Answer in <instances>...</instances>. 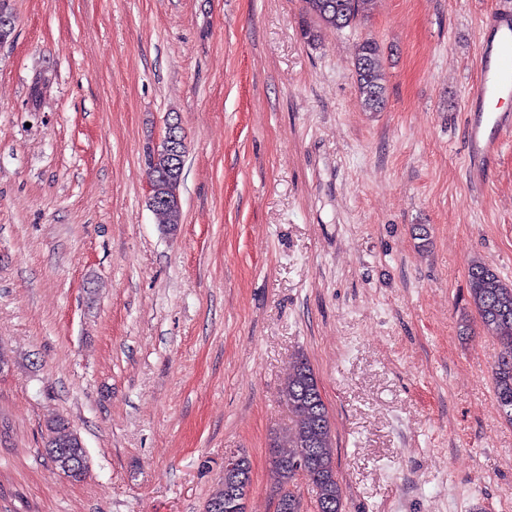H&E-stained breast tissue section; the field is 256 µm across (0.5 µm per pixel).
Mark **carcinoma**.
Returning a JSON list of instances; mask_svg holds the SVG:
<instances>
[{
  "label": "carcinoma",
  "mask_w": 512,
  "mask_h": 512,
  "mask_svg": "<svg viewBox=\"0 0 512 512\" xmlns=\"http://www.w3.org/2000/svg\"><path fill=\"white\" fill-rule=\"evenodd\" d=\"M305 17L302 33L307 40L317 38L323 26L341 31L365 19L374 0H303ZM360 102L367 112L382 111L387 102L384 84L383 55L377 42L364 40L355 59ZM170 159L163 147L150 150L146 158L147 176L152 180L167 170ZM160 224H179L182 210L178 205L154 211ZM469 296L482 327L500 345L492 367L496 404L512 422V285L484 264L474 261L468 270ZM281 396L291 413L285 441L271 445V468L275 475V498L283 504L282 512H302L298 482L305 481L311 491L316 512H343V488L338 478L335 457V434L332 416L320 394L314 369L299 356L281 385ZM45 455L61 471H70L73 481L88 473L87 451L81 436L70 422L59 417L46 426L43 436ZM251 482L230 476L228 489L217 490L207 501L206 512L224 503L228 492L237 497L248 495Z\"/></svg>",
  "instance_id": "obj_1"
}]
</instances>
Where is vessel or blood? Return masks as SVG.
<instances>
[{
    "instance_id": "vessel-or-blood-1",
    "label": "vessel or blood",
    "mask_w": 512,
    "mask_h": 512,
    "mask_svg": "<svg viewBox=\"0 0 512 512\" xmlns=\"http://www.w3.org/2000/svg\"><path fill=\"white\" fill-rule=\"evenodd\" d=\"M492 40L480 49L478 78L465 102L469 174L482 183L490 174L502 145L512 140V113L494 111L493 101L512 98V10H502L486 22Z\"/></svg>"
}]
</instances>
